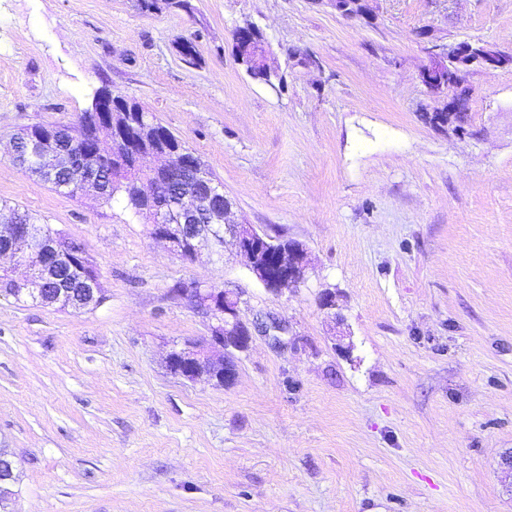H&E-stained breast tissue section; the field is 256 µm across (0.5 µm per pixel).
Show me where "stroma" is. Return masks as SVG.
<instances>
[{
  "label": "stroma",
  "mask_w": 512,
  "mask_h": 512,
  "mask_svg": "<svg viewBox=\"0 0 512 512\" xmlns=\"http://www.w3.org/2000/svg\"><path fill=\"white\" fill-rule=\"evenodd\" d=\"M192 4L0 0V147L78 132L110 87L186 141L238 222L301 243L308 280L267 291L231 240L182 260L123 204L0 158V208L80 242L103 294L0 297L14 512H512V68L469 70L460 127L430 123L452 96L421 82L435 45L512 54V0ZM248 23L271 83L238 59ZM180 281L238 292L288 345L256 336L228 388L171 375L169 352L209 334ZM260 34L261 38L258 42V44H255L253 42L254 35ZM234 42L236 44L237 50L238 46H251L255 50V61L257 65H261L264 62V57L266 56V42L262 35V33L259 31L258 28L253 26L252 24H247L243 27H238L234 32Z\"/></svg>",
  "instance_id": "stroma-1"
}]
</instances>
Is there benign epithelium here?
Wrapping results in <instances>:
<instances>
[{"label":"benign epithelium","mask_w":512,"mask_h":512,"mask_svg":"<svg viewBox=\"0 0 512 512\" xmlns=\"http://www.w3.org/2000/svg\"><path fill=\"white\" fill-rule=\"evenodd\" d=\"M331 2L346 16L363 15V0ZM257 33L259 29L251 24L239 27L234 32V42L240 47H253L256 64L261 65L266 56V42L263 38L253 42ZM475 62L486 70L512 68V55L481 42L439 45L431 64L422 71L421 81L432 93L456 91L462 87L466 72ZM130 113V107L122 98L114 96L112 89H101L87 111L88 118L82 122L80 137L71 136L62 127L47 126L36 135L26 133L22 139L15 138L14 152H27L48 161L51 154L46 152L45 144L65 136L75 143L108 141L112 143V151L127 153L142 165L155 157H167L169 164L149 169L150 178L146 181L127 182L126 191L140 204L141 214L152 224V235L165 241L170 252L181 258L185 256L189 261L196 260L204 247L219 255L229 236L237 241L251 274L267 290L278 291L286 284L298 287L306 282L307 264L300 243L290 240L277 251V273L271 274L267 250L269 236L250 224L231 221L229 198L224 196L222 186L205 173L199 161L187 157L183 151L156 144L149 134L150 128L145 126V115H138V121L134 122ZM79 164L86 183L103 181L102 161L88 155L80 158ZM215 203L223 205L222 224L204 222V216ZM1 238L9 239L10 245L6 250L0 248V256L8 255L14 264L28 268L25 277L16 278L12 270L0 266V277L7 276L15 293H30L35 302L43 305L66 302L74 308L85 307L99 297L97 278L84 280L81 288L49 287L57 277L53 267L42 261L41 255L51 253L57 258H65L77 253L73 240L60 231L51 229V236L43 241L40 250L19 224H1ZM174 292L211 320L208 338L187 342L173 349L167 357L169 373L187 381L204 379L217 387L233 385L236 380L233 353L246 351L256 332L269 336L282 331L281 325L272 320H256L251 324L243 321L239 315L240 298L231 291L211 286L204 288L193 281L182 284ZM15 477L12 461L0 451V506L12 503Z\"/></svg>","instance_id":"7a95c632"}]
</instances>
